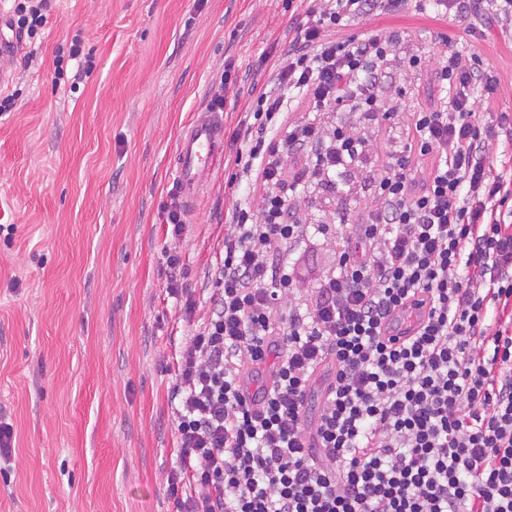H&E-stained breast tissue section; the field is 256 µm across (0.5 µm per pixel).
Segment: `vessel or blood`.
<instances>
[{
  "label": "vessel or blood",
  "mask_w": 512,
  "mask_h": 512,
  "mask_svg": "<svg viewBox=\"0 0 512 512\" xmlns=\"http://www.w3.org/2000/svg\"><path fill=\"white\" fill-rule=\"evenodd\" d=\"M23 50L19 35L0 32V90L8 87L13 73L12 58ZM224 147V122L215 112L201 109L179 136L173 175L187 206H194L206 175Z\"/></svg>",
  "instance_id": "1"
}]
</instances>
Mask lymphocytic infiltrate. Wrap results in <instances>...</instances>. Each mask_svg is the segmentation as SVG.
I'll list each match as a JSON object with an SVG mask.
<instances>
[{
	"mask_svg": "<svg viewBox=\"0 0 512 512\" xmlns=\"http://www.w3.org/2000/svg\"><path fill=\"white\" fill-rule=\"evenodd\" d=\"M435 4L512 25V0ZM406 5L309 0L311 24L296 26L239 122L231 180L248 191L224 214L202 318L178 278L184 205L173 191L161 206L168 293L192 321L171 393L177 512H512V176L497 170L475 109L476 94L494 95V71L448 51L434 77L449 101L415 113L416 155L377 177L354 247L313 288L284 260L304 234L290 220L299 181L364 149L318 114L346 101L372 119L386 109L375 88L392 35L331 33ZM298 92L313 114L304 122L288 119ZM406 306L424 309L421 328L386 338Z\"/></svg>",
	"mask_w": 512,
	"mask_h": 512,
	"instance_id": "1",
	"label": "lymphocytic infiltrate"
}]
</instances>
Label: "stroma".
Instances as JSON below:
<instances>
[{
  "label": "stroma",
  "instance_id": "1",
  "mask_svg": "<svg viewBox=\"0 0 512 512\" xmlns=\"http://www.w3.org/2000/svg\"><path fill=\"white\" fill-rule=\"evenodd\" d=\"M304 17L288 0H207L199 10L194 0H55L46 25L25 37L10 85L16 105L0 114V409L16 432V458L0 468V512H176L168 394L191 324L166 293L170 239L159 212L175 184L177 139L225 78L232 150L251 79ZM373 28L394 38L379 92L392 110L378 122L347 108L329 116L368 153L355 174L299 187L313 230L284 257L310 287L373 205V174L406 150V128L432 90L439 34L498 78L477 111L512 114V29L471 33L410 4L338 34ZM76 36L95 64L79 82L68 57ZM231 173L219 158L178 244L203 311L224 213L242 192Z\"/></svg>",
  "mask_w": 512,
  "mask_h": 512
}]
</instances>
